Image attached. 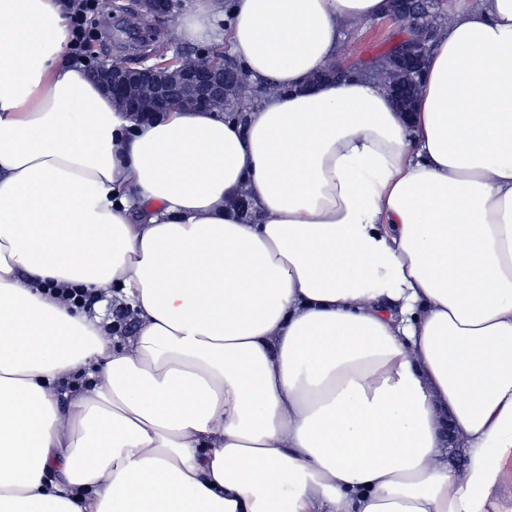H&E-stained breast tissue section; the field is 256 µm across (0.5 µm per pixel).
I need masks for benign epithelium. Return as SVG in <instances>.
I'll return each instance as SVG.
<instances>
[{
	"label": "benign epithelium",
	"instance_id": "1",
	"mask_svg": "<svg viewBox=\"0 0 512 512\" xmlns=\"http://www.w3.org/2000/svg\"><path fill=\"white\" fill-rule=\"evenodd\" d=\"M135 14L155 23L175 16L174 0H136ZM95 79L119 109L141 122L174 107L212 110L228 102V89L239 71L228 58L208 61L182 53L178 65L103 63L94 70Z\"/></svg>",
	"mask_w": 512,
	"mask_h": 512
}]
</instances>
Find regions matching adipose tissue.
<instances>
[{"label": "adipose tissue", "mask_w": 512, "mask_h": 512, "mask_svg": "<svg viewBox=\"0 0 512 512\" xmlns=\"http://www.w3.org/2000/svg\"><path fill=\"white\" fill-rule=\"evenodd\" d=\"M388 12L233 0L224 30L194 0L183 40L269 92L140 124L67 0H0V512H502L512 0L449 9L413 114L358 74L307 89ZM96 0H74L73 4V15L71 18V28L73 40H71L70 50L76 51L78 54L81 53L82 44L84 40V26L87 21V12L89 6L95 8Z\"/></svg>", "instance_id": "1"}]
</instances>
